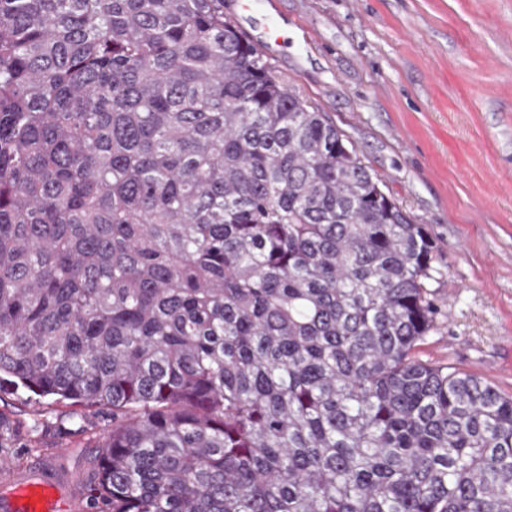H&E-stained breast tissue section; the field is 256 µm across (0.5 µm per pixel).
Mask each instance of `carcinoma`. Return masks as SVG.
Returning <instances> with one entry per match:
<instances>
[{
	"label": "carcinoma",
	"instance_id": "1",
	"mask_svg": "<svg viewBox=\"0 0 512 512\" xmlns=\"http://www.w3.org/2000/svg\"><path fill=\"white\" fill-rule=\"evenodd\" d=\"M433 252L224 0H0V392L112 416L99 512H512Z\"/></svg>",
	"mask_w": 512,
	"mask_h": 512
}]
</instances>
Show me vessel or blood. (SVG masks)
I'll return each mask as SVG.
<instances>
[{"instance_id": "vessel-or-blood-1", "label": "vessel or blood", "mask_w": 512, "mask_h": 512, "mask_svg": "<svg viewBox=\"0 0 512 512\" xmlns=\"http://www.w3.org/2000/svg\"><path fill=\"white\" fill-rule=\"evenodd\" d=\"M82 505L67 486L34 483L25 475H16L9 492L0 495V512H80Z\"/></svg>"}]
</instances>
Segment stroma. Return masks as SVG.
Segmentation results:
<instances>
[{
	"instance_id": "35a3bbf8",
	"label": "stroma",
	"mask_w": 512,
	"mask_h": 512,
	"mask_svg": "<svg viewBox=\"0 0 512 512\" xmlns=\"http://www.w3.org/2000/svg\"><path fill=\"white\" fill-rule=\"evenodd\" d=\"M288 29L275 74L341 129L434 243L420 359L512 395V0H257ZM23 468L88 485L91 424L0 393Z\"/></svg>"
}]
</instances>
